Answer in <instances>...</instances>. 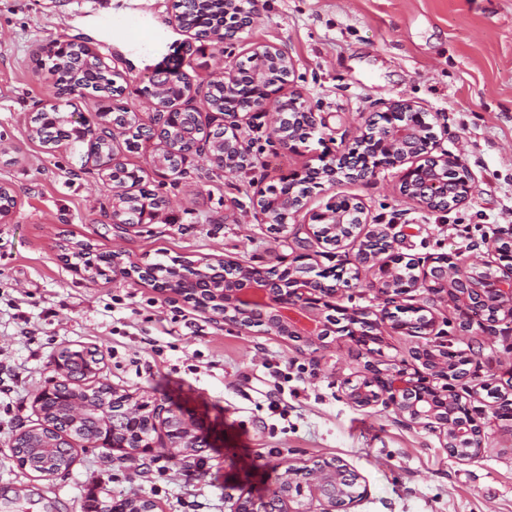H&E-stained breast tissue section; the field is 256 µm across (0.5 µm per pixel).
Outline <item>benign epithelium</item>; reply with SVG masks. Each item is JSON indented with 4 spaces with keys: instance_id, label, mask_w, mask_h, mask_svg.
<instances>
[{
    "instance_id": "1",
    "label": "benign epithelium",
    "mask_w": 512,
    "mask_h": 512,
    "mask_svg": "<svg viewBox=\"0 0 512 512\" xmlns=\"http://www.w3.org/2000/svg\"><path fill=\"white\" fill-rule=\"evenodd\" d=\"M258 0H226L225 10L235 13L239 30L252 26ZM251 58L256 67L251 72L253 93L247 102L235 108L213 113L224 125V153L207 154L217 166L230 172L248 167V145L239 134L252 112L263 113L278 140L293 141L290 127L281 110L283 89L292 72V60L283 48L274 44L257 46ZM420 109L408 101H398L384 112L372 162L364 172L350 174L363 179L379 169L401 168L399 194L431 212L447 208L432 198L439 186L446 185L453 204L463 202L470 192V175L457 158L448 154L433 155L434 134H424L419 125ZM253 205L256 215L273 230L288 228V219L304 207L303 198L293 191L275 199L257 192ZM162 203L145 199L139 202L140 223L130 224L112 217V224L129 232L151 221ZM317 222L310 235L321 243L341 246L357 243L369 236L377 243L372 249L360 250L358 264L365 271L368 287L384 300L380 310L349 308L339 304L342 297L343 271H316L310 263L313 254H297L284 269L264 268L244 260L221 259L185 263L178 261L165 276L148 273L138 265L122 266L113 256L112 274L149 282L161 295L175 296L197 312L224 322L240 331L262 326L264 332L292 346L301 353L319 354L331 348L327 340L330 322L338 324L339 340L359 352L374 353L371 345L383 342L385 334L401 333L417 339L411 350V362L400 368L382 369L376 362L364 365L361 381L348 387L347 400L354 406L368 408L383 403L408 424L435 433L458 461H469L483 451L484 424L472 416L462 397L447 388L468 376L473 359L457 353L461 363L448 364L451 342L438 330L441 308L457 315L460 334H473L470 310L482 307L490 315L478 325L480 335L494 339L500 318L512 320V227L501 231L507 246L494 245L493 259L475 266H464L454 255L441 254L425 261H411L417 270L405 285L398 284L397 265L404 257L394 253L393 225H378L364 231L362 218L349 227L348 213L331 206L313 216ZM334 285H327L326 278ZM423 291L422 302L403 305L399 300L411 292ZM57 377L37 392L33 403L38 410L60 403L62 387L72 382L66 351L56 356ZM112 431L101 428L82 430L86 447L112 448L122 452L121 460L134 454H151L156 448L152 433L161 432L163 449L172 457L196 448L208 447L207 435L194 418L149 402L133 394L112 388ZM139 436L137 447H127L124 437ZM358 473L340 459L311 461L304 466H289L279 481L261 499H238L233 512H347L360 494L356 492Z\"/></svg>"
}]
</instances>
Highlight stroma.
<instances>
[{"instance_id": "35a3bbf8", "label": "stroma", "mask_w": 512, "mask_h": 512, "mask_svg": "<svg viewBox=\"0 0 512 512\" xmlns=\"http://www.w3.org/2000/svg\"><path fill=\"white\" fill-rule=\"evenodd\" d=\"M173 3L0 0V181L18 199L12 218L0 223V494L22 489L54 512H84L93 496L134 494L161 512H231L240 496L262 497L281 466L339 458L361 476L362 496L349 512H512V428L496 419L485 391L512 383V321L478 346L459 335L452 311L438 313L453 350L474 356L472 377L456 390L485 425L481 455L461 462L393 408L348 402L344 383L366 361L349 347L300 353L262 328L225 326L151 286L91 282L59 250L67 239L90 242L126 265L205 257L289 265L307 234L292 238L259 223L256 192L347 152L366 117L407 100L426 112L440 150L468 170L466 200L445 213L424 211L401 198L398 172L389 169L356 182L322 181L295 221L303 226L346 196L361 203L367 224L394 223L399 254L481 262L500 229L512 226V0H261L253 25L221 50L180 31ZM59 41L87 43L121 73L123 102L144 125L155 112L142 92L148 76L178 68L206 127L211 108L201 78H222L254 47L275 44L293 60L287 93L316 112L319 124L289 149L256 117L242 129L253 166L231 173L197 157L180 178L151 169L159 140L130 152L115 133L119 161L142 167L144 186L165 200L154 223L124 234L112 227L113 183L93 159L28 135L29 114L55 92L52 62L37 52ZM313 249L318 269L344 265L350 281L343 293L353 307L381 308L356 276V248ZM64 347L97 349V380L201 418L209 448L120 462L112 449L80 446L68 474L20 469L9 440L38 427L33 396L55 378L53 356Z\"/></svg>"}]
</instances>
